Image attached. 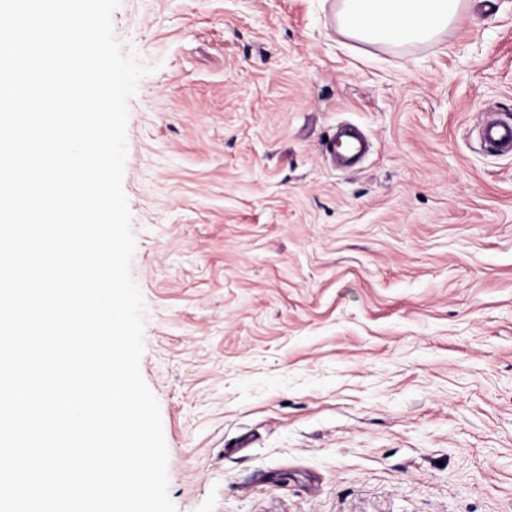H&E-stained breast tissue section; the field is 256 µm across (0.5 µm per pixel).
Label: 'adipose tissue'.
Returning <instances> with one entry per match:
<instances>
[{
    "label": "adipose tissue",
    "mask_w": 512,
    "mask_h": 512,
    "mask_svg": "<svg viewBox=\"0 0 512 512\" xmlns=\"http://www.w3.org/2000/svg\"><path fill=\"white\" fill-rule=\"evenodd\" d=\"M463 15V0H340L339 20L351 37L388 46L436 40Z\"/></svg>",
    "instance_id": "adipose-tissue-1"
}]
</instances>
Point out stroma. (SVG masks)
I'll list each match as a JSON object with an SVG mask.
<instances>
[{
  "instance_id": "35a3bbf8",
  "label": "stroma",
  "mask_w": 512,
  "mask_h": 512,
  "mask_svg": "<svg viewBox=\"0 0 512 512\" xmlns=\"http://www.w3.org/2000/svg\"><path fill=\"white\" fill-rule=\"evenodd\" d=\"M338 0H121L123 188L177 512H512V0L440 39ZM369 149L342 167L341 125ZM478 137L491 150L512 154V122L499 119L485 122L479 127Z\"/></svg>"
}]
</instances>
